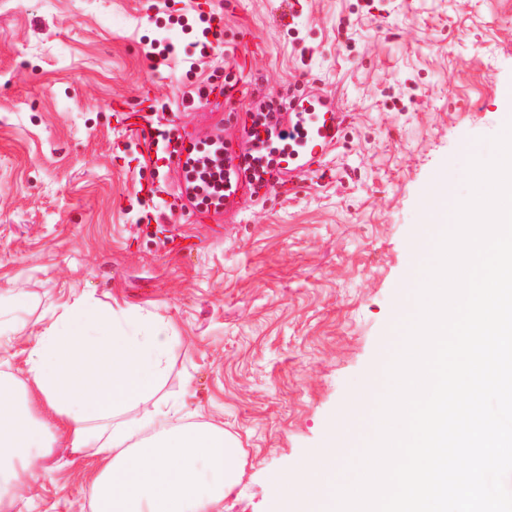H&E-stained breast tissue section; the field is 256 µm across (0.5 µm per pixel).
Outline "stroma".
Wrapping results in <instances>:
<instances>
[{
  "label": "stroma",
  "instance_id": "obj_1",
  "mask_svg": "<svg viewBox=\"0 0 512 512\" xmlns=\"http://www.w3.org/2000/svg\"><path fill=\"white\" fill-rule=\"evenodd\" d=\"M227 85L326 95L343 122L319 169L202 212L146 117L241 144ZM511 106L512 0H0V294L20 333L0 370L20 374L26 335L75 292L167 318L162 395L241 442L224 512H270L272 474L343 427L394 336L437 177L466 198ZM46 464L15 512H81L93 455Z\"/></svg>",
  "mask_w": 512,
  "mask_h": 512
}]
</instances>
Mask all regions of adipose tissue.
<instances>
[{"instance_id": "adipose-tissue-1", "label": "adipose tissue", "mask_w": 512, "mask_h": 512, "mask_svg": "<svg viewBox=\"0 0 512 512\" xmlns=\"http://www.w3.org/2000/svg\"><path fill=\"white\" fill-rule=\"evenodd\" d=\"M29 340L25 382L0 372V512L56 446L96 456L92 512H223L243 452L221 428L181 423L161 396L175 343L163 317L82 293Z\"/></svg>"}]
</instances>
